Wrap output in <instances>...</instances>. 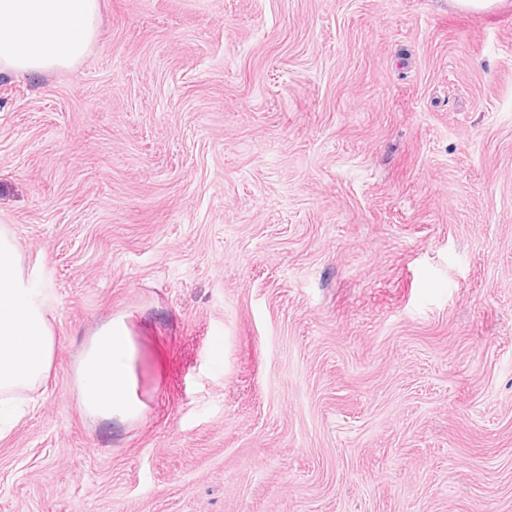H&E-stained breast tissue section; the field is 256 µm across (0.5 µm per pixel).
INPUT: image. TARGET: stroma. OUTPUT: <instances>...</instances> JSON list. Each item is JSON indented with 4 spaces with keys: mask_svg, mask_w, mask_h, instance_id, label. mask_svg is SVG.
<instances>
[{
    "mask_svg": "<svg viewBox=\"0 0 512 512\" xmlns=\"http://www.w3.org/2000/svg\"><path fill=\"white\" fill-rule=\"evenodd\" d=\"M1 225L56 349L0 512H512V0H101L0 75ZM136 361L137 347L124 319L111 320L96 332L78 365L79 400L87 414L119 423L141 414Z\"/></svg>",
    "mask_w": 512,
    "mask_h": 512,
    "instance_id": "obj_1",
    "label": "stroma"
}]
</instances>
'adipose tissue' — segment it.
Returning <instances> with one entry per match:
<instances>
[{"mask_svg":"<svg viewBox=\"0 0 512 512\" xmlns=\"http://www.w3.org/2000/svg\"><path fill=\"white\" fill-rule=\"evenodd\" d=\"M99 0H0V74L41 75L79 62L99 30ZM46 295L24 279L14 235L0 226V438L23 416V395L41 387L55 355ZM137 347L124 319L104 324L78 365L84 411L126 423L144 404Z\"/></svg>","mask_w":512,"mask_h":512,"instance_id":"obj_1","label":"adipose tissue"}]
</instances>
